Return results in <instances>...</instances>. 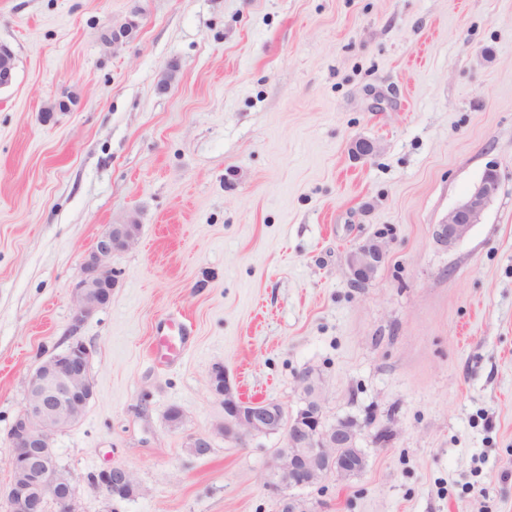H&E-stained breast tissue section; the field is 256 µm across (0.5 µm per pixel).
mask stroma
Instances as JSON below:
<instances>
[{
	"label": "stroma",
	"mask_w": 512,
	"mask_h": 512,
	"mask_svg": "<svg viewBox=\"0 0 512 512\" xmlns=\"http://www.w3.org/2000/svg\"><path fill=\"white\" fill-rule=\"evenodd\" d=\"M0 42L17 58L0 90V512L29 377L68 344L97 238L131 220L77 333L94 395L52 437L82 512H280L265 476L284 439L223 437L218 364L291 411L315 370L325 423L361 425L358 476L293 489L312 512H512V0H0ZM489 169L496 197L443 246L434 225ZM377 237L385 263L350 287L351 249ZM172 323L187 344L166 361ZM116 466L140 497L88 485Z\"/></svg>",
	"instance_id": "stroma-1"
}]
</instances>
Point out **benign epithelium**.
<instances>
[{
    "mask_svg": "<svg viewBox=\"0 0 512 512\" xmlns=\"http://www.w3.org/2000/svg\"><path fill=\"white\" fill-rule=\"evenodd\" d=\"M14 69L15 53L0 43V89L12 84ZM498 190L497 174L486 172L448 212L446 221L434 227L436 240L448 248L462 241ZM137 236V225L114 224L97 239L85 258L83 278L73 288L71 334H76L83 322L103 305V290L112 287L114 278L108 264L112 253L129 248ZM386 255V246L380 240L356 245L348 258L350 286L362 288L368 284ZM90 356L88 347L76 340L64 350L50 354L30 376L25 406L10 433L13 478L8 512H40L42 501L47 499L56 504L57 512H79L73 479L60 473L51 453V438L54 433L76 425L93 396ZM298 383L301 405L290 413L279 402L244 400L234 392L224 367L217 366L211 373V389L221 399L224 411L219 427L224 438L244 442L271 434L284 436L285 445L274 454L265 481L266 487L276 493L312 486L328 474L349 479L365 466L364 455L356 446L358 424L341 419L325 424L323 387L316 371L302 372ZM92 483L108 499L115 492L133 499L141 495L139 482L130 471L120 467L98 472Z\"/></svg>",
    "mask_w": 512,
    "mask_h": 512,
    "instance_id": "obj_1",
    "label": "benign epithelium"
}]
</instances>
